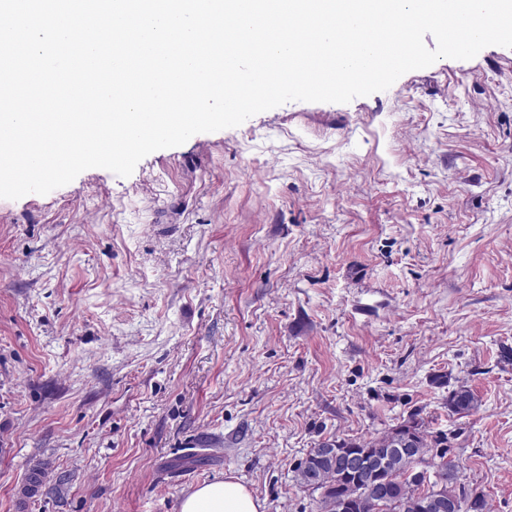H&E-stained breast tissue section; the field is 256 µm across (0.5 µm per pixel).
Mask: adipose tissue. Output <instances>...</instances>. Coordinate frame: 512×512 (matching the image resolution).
I'll return each mask as SVG.
<instances>
[{
  "label": "adipose tissue",
  "mask_w": 512,
  "mask_h": 512,
  "mask_svg": "<svg viewBox=\"0 0 512 512\" xmlns=\"http://www.w3.org/2000/svg\"><path fill=\"white\" fill-rule=\"evenodd\" d=\"M264 505L234 477L202 485L187 494L180 512H263Z\"/></svg>",
  "instance_id": "obj_1"
}]
</instances>
